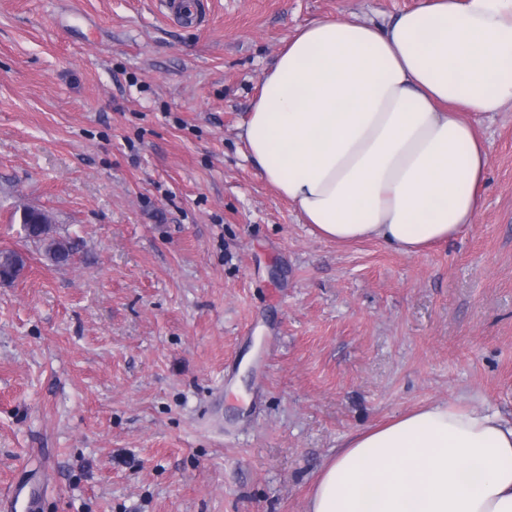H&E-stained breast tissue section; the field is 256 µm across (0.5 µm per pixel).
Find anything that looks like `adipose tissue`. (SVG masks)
I'll list each match as a JSON object with an SVG mask.
<instances>
[{
  "instance_id": "obj_1",
  "label": "adipose tissue",
  "mask_w": 512,
  "mask_h": 512,
  "mask_svg": "<svg viewBox=\"0 0 512 512\" xmlns=\"http://www.w3.org/2000/svg\"><path fill=\"white\" fill-rule=\"evenodd\" d=\"M512 106V0H422L388 26L324 19L279 51L247 157L314 233L415 255L481 205L484 141L461 112ZM307 512H512V420L455 401L349 436Z\"/></svg>"
}]
</instances>
